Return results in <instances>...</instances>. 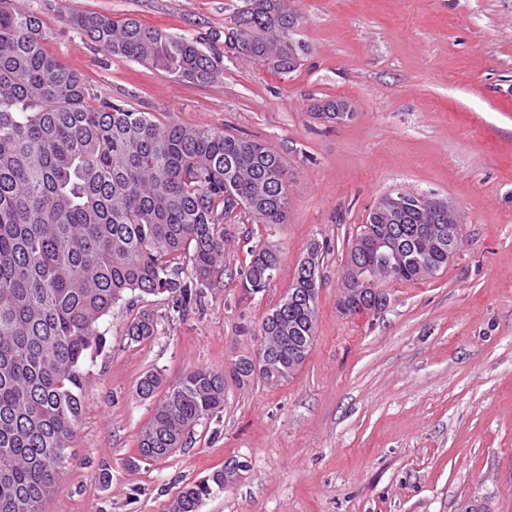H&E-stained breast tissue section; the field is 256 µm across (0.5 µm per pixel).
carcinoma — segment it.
I'll return each mask as SVG.
<instances>
[{
  "label": "carcinoma",
  "mask_w": 512,
  "mask_h": 512,
  "mask_svg": "<svg viewBox=\"0 0 512 512\" xmlns=\"http://www.w3.org/2000/svg\"><path fill=\"white\" fill-rule=\"evenodd\" d=\"M242 53L288 74L308 47L290 44L292 14L281 0H247ZM68 22L114 56L149 65L180 81L208 83L222 61L198 41L174 37L136 19L73 13ZM48 23L0 7V512H44L66 469L84 402L85 365L103 346L100 320L130 296L165 295L177 311L202 302L223 272L224 220L266 227L287 219L288 171L282 155L255 140L206 126L165 124L119 100H93L79 73L48 53ZM374 237L410 242L422 263L386 268L383 249L349 248L352 262L382 281L426 279L448 266L430 251L432 230L460 225L428 204L396 214L370 213ZM240 272L245 291L269 285L279 252L258 242ZM190 264L185 273L184 264ZM297 265L287 296L262 321L259 348L280 351L281 380L305 362L314 341L321 282ZM159 318L143 311L126 335H157ZM158 372L141 378L152 398ZM224 409V372L199 367L168 387L139 432L138 450L154 459L181 448L198 422ZM220 469L185 487L169 512H198L224 490Z\"/></svg>",
  "instance_id": "carcinoma-1"
}]
</instances>
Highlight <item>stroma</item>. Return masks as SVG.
Instances as JSON below:
<instances>
[{"mask_svg":"<svg viewBox=\"0 0 512 512\" xmlns=\"http://www.w3.org/2000/svg\"><path fill=\"white\" fill-rule=\"evenodd\" d=\"M287 2L308 52L284 75L225 51L241 0H9L48 22L47 51L95 94L265 142L288 169L286 222H225L226 270L201 306L180 314L149 295L103 318L71 460L45 512H168L184 486L233 459L248 470L199 512H512V0ZM75 11L196 39L222 54L223 72L192 83L112 56L67 24ZM336 99L354 119L314 115ZM397 188L453 201L460 248L432 278L383 283L380 310L342 314L350 242ZM264 234L280 270L247 296L238 271ZM314 242L329 250L299 371L278 386L227 382L223 411L186 447L142 460L156 401L139 396L141 378L157 370L169 385L256 351ZM144 309L159 331L137 343L125 331Z\"/></svg>","mask_w":512,"mask_h":512,"instance_id":"1","label":"stroma"}]
</instances>
